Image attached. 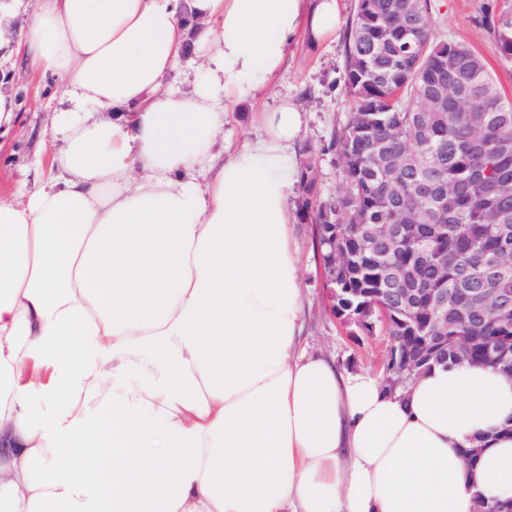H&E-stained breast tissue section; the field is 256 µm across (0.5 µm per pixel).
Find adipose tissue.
I'll use <instances>...</instances> for the list:
<instances>
[{
	"label": "adipose tissue",
	"mask_w": 512,
	"mask_h": 512,
	"mask_svg": "<svg viewBox=\"0 0 512 512\" xmlns=\"http://www.w3.org/2000/svg\"><path fill=\"white\" fill-rule=\"evenodd\" d=\"M341 0H37L54 176L0 189V512H473L512 499V377L386 390L301 345L308 113L217 148ZM202 62L183 91L169 76ZM480 446L474 463L464 448ZM262 108V100H252L251 104L243 109L239 106H230L224 123V144L237 146L244 134L251 130L255 124L256 114Z\"/></svg>",
	"instance_id": "ef3b65f1"
}]
</instances>
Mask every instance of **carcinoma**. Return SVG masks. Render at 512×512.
<instances>
[{
  "label": "carcinoma",
  "instance_id": "obj_1",
  "mask_svg": "<svg viewBox=\"0 0 512 512\" xmlns=\"http://www.w3.org/2000/svg\"><path fill=\"white\" fill-rule=\"evenodd\" d=\"M431 0H358L345 33V93L352 112L333 133L343 191L321 200L306 161L299 186L318 227L316 250L336 289V318L368 335L379 329L395 351L411 336H440L434 366L482 364L512 375V315L448 317L434 328L428 288H484L485 264L509 262L512 239V102L499 91L485 58L461 41L432 36ZM492 50L512 61V6L486 18ZM456 55L457 86L448 105L432 102L440 64ZM415 279L410 326L395 318L388 288ZM473 336L468 353L455 337Z\"/></svg>",
  "mask_w": 512,
  "mask_h": 512
}]
</instances>
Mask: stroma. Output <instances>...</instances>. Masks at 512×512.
Wrapping results in <instances>:
<instances>
[{"label":"stroma","mask_w":512,"mask_h":512,"mask_svg":"<svg viewBox=\"0 0 512 512\" xmlns=\"http://www.w3.org/2000/svg\"><path fill=\"white\" fill-rule=\"evenodd\" d=\"M433 34L439 39L468 43L481 53L501 93L512 100V62L502 61L492 51L489 32L480 24L484 8L502 6L504 0H432ZM25 14H18L6 34L7 55L0 57V92L15 97L19 120L0 131V185L24 193L33 191L35 162L43 150L53 149L48 125L59 107L56 77L23 79L21 32ZM280 93L290 95L310 114L308 129L295 145L296 151L313 147L317 168L316 190L321 198L333 197L343 182L339 160L329 151L332 132L349 107L344 95L343 37L335 35L318 50L296 42L288 60L274 79ZM294 235L302 261L305 296V330L302 345L308 353L324 356L343 372L381 373L389 345L387 336H367L356 327L343 325L328 308L316 257L314 226L310 217H296Z\"/></svg>","instance_id":"obj_1"}]
</instances>
